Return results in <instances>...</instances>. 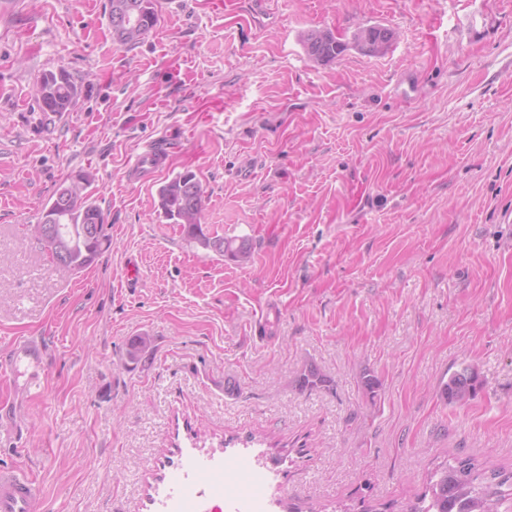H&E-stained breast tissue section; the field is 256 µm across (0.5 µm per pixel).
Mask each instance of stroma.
Wrapping results in <instances>:
<instances>
[{"instance_id": "35a3bbf8", "label": "stroma", "mask_w": 512, "mask_h": 512, "mask_svg": "<svg viewBox=\"0 0 512 512\" xmlns=\"http://www.w3.org/2000/svg\"><path fill=\"white\" fill-rule=\"evenodd\" d=\"M155 9L129 48L109 0H0V347L37 339L49 364L0 466L38 477L43 512H156L190 452L279 458L266 512H406L453 456L511 471L512 0ZM371 25L395 33L384 54L351 45ZM314 28L347 50L309 59ZM61 69L82 95L52 120L35 89ZM162 138L166 167L131 179ZM187 169L210 233L250 239L249 261L159 217ZM84 171L111 245L62 278L27 227ZM142 335L150 355L126 362ZM308 362L330 388H294ZM466 365L481 387L448 404ZM480 386L477 372L464 367L448 376V381L440 387V395L448 404L462 405L476 395Z\"/></svg>"}]
</instances>
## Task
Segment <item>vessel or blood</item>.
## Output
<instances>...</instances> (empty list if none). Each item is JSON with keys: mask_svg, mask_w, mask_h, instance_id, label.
Returning <instances> with one entry per match:
<instances>
[{"mask_svg": "<svg viewBox=\"0 0 512 512\" xmlns=\"http://www.w3.org/2000/svg\"><path fill=\"white\" fill-rule=\"evenodd\" d=\"M169 151L164 141L147 146L130 167L138 178L151 177L167 164ZM45 348L40 341L21 338L0 348V372L21 378L26 392L43 389L47 377ZM232 475L238 483L264 482L260 471L246 460L214 461L190 458L173 473L168 493L161 502L162 512H206L204 500L224 494V477ZM43 499L37 476L20 468H0V512H42Z\"/></svg>", "mask_w": 512, "mask_h": 512, "instance_id": "1", "label": "vessel or blood"}]
</instances>
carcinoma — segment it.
I'll use <instances>...</instances> for the list:
<instances>
[{
	"label": "carcinoma",
	"instance_id": "obj_1",
	"mask_svg": "<svg viewBox=\"0 0 512 512\" xmlns=\"http://www.w3.org/2000/svg\"><path fill=\"white\" fill-rule=\"evenodd\" d=\"M134 1L138 4L140 22L134 27H112L116 41L122 46H134L157 25V12L153 0H110L108 20L125 5ZM394 37L391 29L382 26H367L354 34V42L368 54H382ZM307 56L315 62L326 63L335 60L346 50V44L328 30H310L302 38ZM42 109L51 114L61 115L76 105L81 88L63 69L45 73L38 85ZM92 177L84 172L77 175V182L62 186L56 195L45 204L40 223L44 232L37 231L38 225L31 226L30 234L47 249L54 271L67 277L84 271L94 265L108 245L105 234V218L96 205L88 202L82 191L91 183ZM68 195L67 205L57 207V197ZM159 215L181 225L187 237L202 249L222 258L244 263L251 257L250 240L213 236L202 222L204 190L195 173L187 170L164 182L158 190ZM70 242L68 262L55 261L60 238ZM151 339L139 336L129 345L126 357L133 363L148 352ZM331 379L313 364L305 365L298 373L295 386L300 391H312L328 386ZM481 386L477 372L464 367L448 376L440 387L441 397L450 404L462 405L473 398ZM512 504V473L499 470L481 473L470 458L454 459L435 471L424 493L410 508V512H508L504 504Z\"/></svg>",
	"mask_w": 512,
	"mask_h": 512
}]
</instances>
